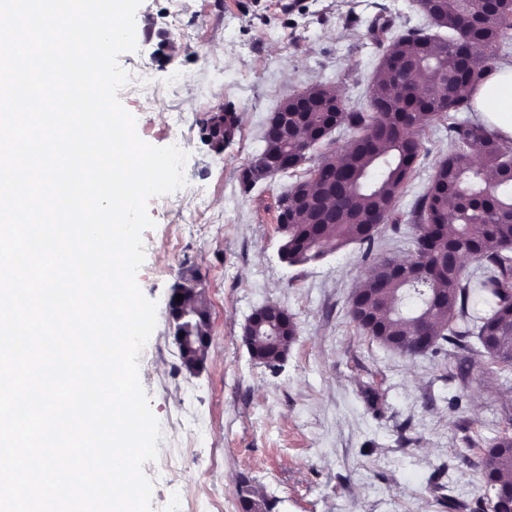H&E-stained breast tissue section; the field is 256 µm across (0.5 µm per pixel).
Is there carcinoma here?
I'll return each mask as SVG.
<instances>
[{
	"label": "carcinoma",
	"mask_w": 512,
	"mask_h": 512,
	"mask_svg": "<svg viewBox=\"0 0 512 512\" xmlns=\"http://www.w3.org/2000/svg\"><path fill=\"white\" fill-rule=\"evenodd\" d=\"M432 26L448 30V36L428 35L418 29L391 32L392 22L377 19L369 30L383 47L381 74L396 62L407 60L417 71L410 93L391 79L374 83L368 109L348 108L336 113L316 110L305 116L300 139L289 144L279 128L267 125L265 146L242 172V182L252 181L268 161L282 160L280 172L301 166L315 141L329 133L331 123L360 130L341 160L322 154L315 169L331 192L328 210L316 213L302 207H287L288 234L284 235L282 257L291 265L315 260L316 247L337 249L350 244L371 251L378 218L396 223V200L416 168L423 149L420 132L453 112L470 108L461 95L465 87L478 85L489 71L492 50L507 46L512 29V0L487 3L496 15L487 27L474 26L461 0H414ZM448 77V97L437 95L433 77ZM385 132L370 138L377 124ZM450 152L434 170L426 191L417 199L414 212L426 234L412 238L418 262L412 280L405 282L388 273L393 258L382 256L371 268L366 301L380 314L379 334L374 339L384 346L412 357L420 337L427 336L432 352L449 351L456 356L473 351L470 338H477L493 361L512 367V251L502 248L512 239V180L502 178L512 167V146L483 124L466 121L450 123ZM482 158L486 184L471 169V156ZM381 167L380 179L371 182L369 172ZM483 189L481 195L462 197V189ZM454 201L448 208V201ZM474 256L477 269L469 275L447 265L448 245ZM263 320L280 328V343L254 342L248 349L269 367L278 366L296 336V323L284 310ZM512 435L504 432L492 440L480 460L486 490L495 493L512 485ZM243 512H260L263 503L256 492L240 491Z\"/></svg>",
	"instance_id": "cac0c4a2"
}]
</instances>
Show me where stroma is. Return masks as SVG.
Segmentation results:
<instances>
[{
	"mask_svg": "<svg viewBox=\"0 0 512 512\" xmlns=\"http://www.w3.org/2000/svg\"><path fill=\"white\" fill-rule=\"evenodd\" d=\"M379 17L427 28L412 0H143L138 49L122 54L150 92L119 91L146 142L179 140L186 184L151 199L154 229L137 273L157 301L153 352L141 383L173 456L154 478L153 507L243 512L239 488L255 489L270 512H493L478 461L492 439L512 433L511 370L472 355L466 386L450 363L407 357L366 336L350 317L351 296L372 258L361 245L317 262L286 263L280 200L308 165L244 188L267 119L285 98L321 84L347 106L367 107L380 51L368 36ZM236 112L223 151L203 128L211 113ZM419 163L397 200L398 223L380 225L373 256L413 252L414 203L448 154L444 126L421 133ZM194 275L209 312V346L197 372L183 365L168 303ZM275 304L297 336L272 369L242 341L251 314Z\"/></svg>",
	"mask_w": 512,
	"mask_h": 512,
	"instance_id": "stroma-1",
	"label": "stroma"
}]
</instances>
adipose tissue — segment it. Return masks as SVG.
<instances>
[{
	"mask_svg": "<svg viewBox=\"0 0 512 512\" xmlns=\"http://www.w3.org/2000/svg\"><path fill=\"white\" fill-rule=\"evenodd\" d=\"M478 118L505 140H512V66L488 73L475 89H463Z\"/></svg>",
	"mask_w": 512,
	"mask_h": 512,
	"instance_id": "adipose-tissue-1",
	"label": "adipose tissue"
}]
</instances>
